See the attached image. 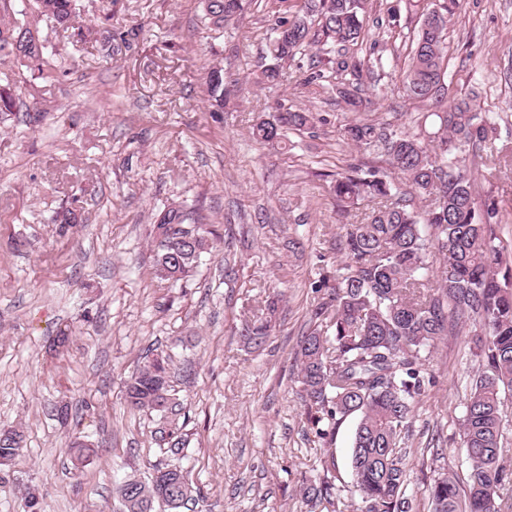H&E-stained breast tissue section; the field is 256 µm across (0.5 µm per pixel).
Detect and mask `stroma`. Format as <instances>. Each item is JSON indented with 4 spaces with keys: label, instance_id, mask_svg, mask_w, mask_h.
<instances>
[{
    "label": "stroma",
    "instance_id": "1",
    "mask_svg": "<svg viewBox=\"0 0 512 512\" xmlns=\"http://www.w3.org/2000/svg\"><path fill=\"white\" fill-rule=\"evenodd\" d=\"M61 30L41 24L51 62L65 70L47 86L28 80L24 113L0 123V431L23 435L0 463V512H119L117 490L155 466L187 472L201 494L193 512H311L302 489L326 477L350 512L354 419L332 440L316 438L296 383L299 342L317 326L313 284L345 261L342 225L369 207L341 209L330 176L365 165L394 179L388 157L343 137L351 112L308 82L311 52L261 83L275 0H246L217 34L200 0H79ZM375 49L363 50L362 118L400 132L432 131L429 104L408 97L401 74L419 27L409 0H363ZM138 42L106 40L130 28ZM445 95L476 98L489 117L488 149L461 156L483 176L477 208L496 203L504 255L512 262V0H462L448 29ZM229 95L213 110L210 68ZM303 109L314 126L271 146L252 126ZM196 205L217 240L193 277L173 285L154 273L149 228L167 203ZM79 204L85 222L61 236L50 219ZM279 296L263 349L248 352L245 316ZM472 337L456 331L427 357L429 377L409 419L407 492L432 512L439 474L466 485L459 436L466 387L477 364ZM170 362L186 411L187 445L165 453L155 415L131 409L125 384L149 358ZM89 445L77 462L73 442ZM335 459L324 473L322 463Z\"/></svg>",
    "mask_w": 512,
    "mask_h": 512
}]
</instances>
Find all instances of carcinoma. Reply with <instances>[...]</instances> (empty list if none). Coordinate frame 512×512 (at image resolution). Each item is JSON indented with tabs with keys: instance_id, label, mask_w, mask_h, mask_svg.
<instances>
[{
	"instance_id": "carcinoma-1",
	"label": "carcinoma",
	"mask_w": 512,
	"mask_h": 512,
	"mask_svg": "<svg viewBox=\"0 0 512 512\" xmlns=\"http://www.w3.org/2000/svg\"><path fill=\"white\" fill-rule=\"evenodd\" d=\"M267 45L272 60L261 79L274 83L281 64L305 48L323 57L312 61L309 80L338 92L349 110L358 112L364 63L347 50L363 45L366 34L359 0H304V12L292 13L288 0ZM204 19L216 30L242 9V0H201ZM460 0H438L421 14L403 72L408 96L431 102L438 127L425 144L410 134H396L367 120L345 128L356 147H377L388 155L409 194L430 201L423 214L391 193L377 171L353 167L336 174V200L349 207L362 197L378 202L361 222L343 225L346 261L334 283H324L327 297L318 315L321 323L303 336L296 353L297 383L306 415L320 440L335 433L350 416L357 419L350 464L360 506L356 512H414L407 494L408 421L421 395L426 353L448 333L464 328L477 332L475 356L479 370L472 379L460 423L470 472L465 490L450 474L434 480L429 495L434 512H512V470L504 464L502 439L506 396H512V265L490 222L496 208L479 212L473 198L474 173L461 165L460 146H481L487 128L468 98L443 101L440 80L450 47L447 29ZM316 15L318 23L308 20ZM77 16V0H0V116L12 114L23 86L15 79L24 67L46 84L63 76L45 64L49 49L38 23L67 29ZM208 92L224 102L223 69L207 76ZM310 112L286 111L277 120H261L254 136L267 143L281 139L284 128L311 124ZM73 208L57 212L52 221L65 232L79 223ZM152 225L155 270L159 278L179 282L191 276L200 255L210 249L212 230L197 209L172 203L158 212ZM439 263L430 264L431 252ZM271 321L256 316L244 321L241 336L247 347L267 341ZM127 404L158 416L159 443L174 455L185 448L180 419L183 404L172 393L168 363L147 361L126 385ZM20 434L0 435V460L18 450ZM167 480L159 496L155 478L133 476L119 496L122 512H183L195 500V489L178 468H161ZM306 498L335 505L341 490L324 479L303 488Z\"/></svg>"
}]
</instances>
